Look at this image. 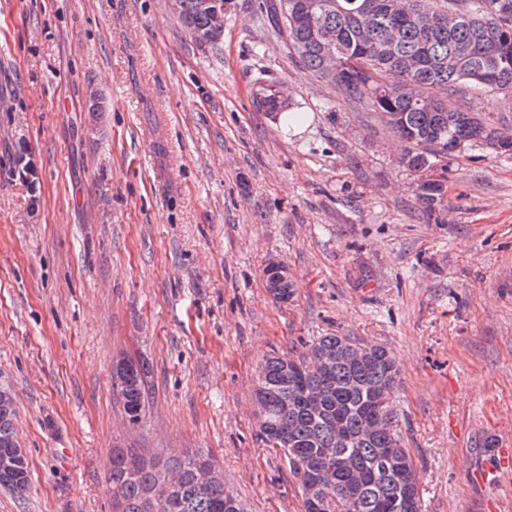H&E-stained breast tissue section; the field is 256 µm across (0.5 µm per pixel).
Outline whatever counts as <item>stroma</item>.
Returning <instances> with one entry per match:
<instances>
[{
  "mask_svg": "<svg viewBox=\"0 0 512 512\" xmlns=\"http://www.w3.org/2000/svg\"><path fill=\"white\" fill-rule=\"evenodd\" d=\"M259 2L230 0L203 48L168 0H0V375L30 472L0 512H112L127 448L208 456L249 512H304L259 433L255 369L331 334L390 348L422 512H512V158L408 168ZM260 75L303 112L298 136L255 110ZM439 97L512 132L501 95ZM424 177L447 186L434 220ZM125 360L150 369L133 426ZM265 273L266 276L274 274L277 279H281L282 282L288 283H283L280 287H276L273 277L266 278V287L275 300L279 302H287L288 299L292 298L294 289L293 286L289 284L292 283V279L288 268H285L279 261H271L268 263Z\"/></svg>",
  "mask_w": 512,
  "mask_h": 512,
  "instance_id": "1",
  "label": "stroma"
}]
</instances>
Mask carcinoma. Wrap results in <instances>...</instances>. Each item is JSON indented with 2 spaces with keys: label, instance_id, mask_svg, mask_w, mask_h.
I'll return each instance as SVG.
<instances>
[{
  "label": "carcinoma",
  "instance_id": "1",
  "mask_svg": "<svg viewBox=\"0 0 512 512\" xmlns=\"http://www.w3.org/2000/svg\"><path fill=\"white\" fill-rule=\"evenodd\" d=\"M206 0H181L178 18L189 32L207 27L212 15ZM316 23L336 38V57L359 59L371 71L353 67L329 75L323 68L319 30L306 23L312 4ZM430 22L420 25L391 9V0H263L260 17L285 33L289 48L314 75L334 83L342 95L365 103L373 112L398 115L392 132L408 144L407 166L423 171L433 154L446 157L455 143L484 147L490 138L512 147V136L465 112L464 122L448 126V109L432 94L436 89L479 86L512 95V0H428ZM417 194L430 212L445 198L442 181L423 179ZM273 298L286 302L293 286H275ZM347 336H321L312 342L308 360L273 356L265 360L264 378L255 386L263 410L260 431L271 448L288 438V454L306 463L291 469L306 496V482L324 489L317 512H398L401 474L385 468L390 459L414 467L391 406L398 367L390 351L367 346L358 359L338 360L331 369L319 354L336 352ZM147 371L134 364L117 373V389L129 423L138 424L146 400ZM15 407L0 398V455L18 446ZM350 459L342 471L337 454ZM214 466L205 456L147 457L119 451L112 455L109 483L112 512H246L224 492L218 478L200 486L197 473ZM28 461L10 473L0 471V488L24 497L29 488Z\"/></svg>",
  "mask_w": 512,
  "mask_h": 512
}]
</instances>
